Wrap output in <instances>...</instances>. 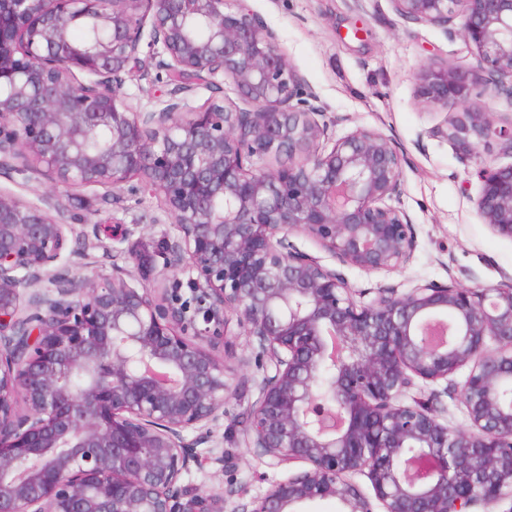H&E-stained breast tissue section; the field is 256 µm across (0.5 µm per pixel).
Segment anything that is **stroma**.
Here are the masks:
<instances>
[{"instance_id": "35a3bbf8", "label": "stroma", "mask_w": 512, "mask_h": 512, "mask_svg": "<svg viewBox=\"0 0 512 512\" xmlns=\"http://www.w3.org/2000/svg\"><path fill=\"white\" fill-rule=\"evenodd\" d=\"M246 5L276 30L281 50L329 114L344 116L337 135L374 128L395 138L404 151L399 205L414 222V256L406 267L390 273L346 269L352 288L404 292L418 280L451 276L466 286H490L512 275V240L483 224L474 205L480 189L478 170L486 164H511L512 156L490 140L470 160H462L455 145L435 134L455 116L456 107L426 106L416 96V75L424 63L468 68L474 63L471 47L462 39H448L440 28L404 24L389 0H364L359 8L353 0H246ZM355 27L360 30L356 37L351 34ZM61 204L72 228L75 267L104 277L131 271L152 283L151 268H131L124 252L156 251L169 231L170 221L157 198L126 188L115 201L103 189L77 187ZM111 221L130 232L118 252L99 230L100 224ZM214 354L235 375L224 417L208 442L224 452L225 462L191 469L183 482L223 495L226 512H232L243 502L239 488L252 496L262 494L272 482L285 478L288 468L269 466L239 442L256 372L246 337H230Z\"/></svg>"}]
</instances>
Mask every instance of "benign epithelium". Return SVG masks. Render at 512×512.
<instances>
[{
  "label": "benign epithelium",
  "mask_w": 512,
  "mask_h": 512,
  "mask_svg": "<svg viewBox=\"0 0 512 512\" xmlns=\"http://www.w3.org/2000/svg\"><path fill=\"white\" fill-rule=\"evenodd\" d=\"M390 2L473 49L469 69L418 73L421 102L461 108L441 134L465 159L491 139L512 155V122L476 102L512 100V0ZM79 23L86 49L66 35ZM153 67L168 89L131 107L125 85ZM340 121L243 0H0V176L49 184L40 206L0 191V512H224L183 476L224 461L197 447L224 417L229 377L209 347L233 321L262 370L242 442L305 467L232 512L512 500V276L361 299L343 268L398 270L416 237L395 205L400 148L374 129L338 138ZM478 177L480 219L512 240V164ZM133 180L171 219L154 285L72 273L61 197ZM421 382L445 383L467 425L416 396Z\"/></svg>",
  "instance_id": "1"
}]
</instances>
